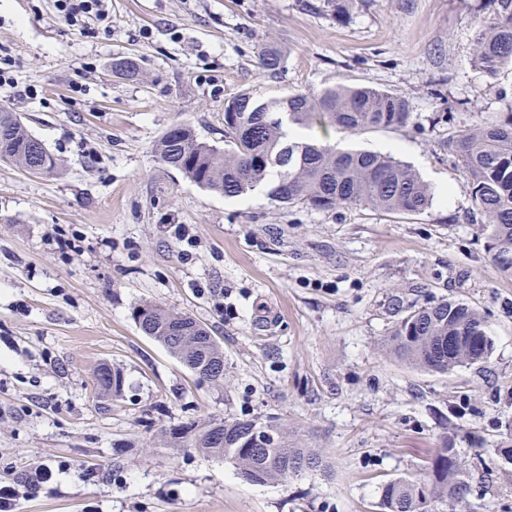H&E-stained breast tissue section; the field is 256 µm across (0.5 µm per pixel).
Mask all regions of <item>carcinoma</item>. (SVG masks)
Wrapping results in <instances>:
<instances>
[{
    "mask_svg": "<svg viewBox=\"0 0 512 512\" xmlns=\"http://www.w3.org/2000/svg\"><path fill=\"white\" fill-rule=\"evenodd\" d=\"M488 14L476 25L472 62L488 76L512 65V0H488ZM284 50L269 43L256 63L268 75L285 63ZM412 117L406 96L366 85H337L317 95L293 94L260 102L241 94L224 107V148L199 140L184 124L170 126L156 141L154 153L198 186L226 197H241L258 188L275 207L305 204L334 210L368 207L387 213L418 214L433 200L430 186L409 163L390 153L345 149L338 143L301 134L316 126L353 135L374 129L407 126ZM472 195L474 221L482 224L491 259L500 273L512 277V114L462 126L448 138ZM0 161L26 171L56 168V159L15 112L0 109ZM398 315L388 345L413 367L446 374L483 362L494 342L480 312L461 299L442 298L421 305L392 299ZM141 332L180 357L206 381L224 382V349L196 319L153 304L133 310ZM482 336V358L474 350L448 349L450 336ZM102 394L122 395L123 378L105 366L96 374ZM275 432L271 448H256L254 426ZM170 443L196 448L229 462L249 482H286L322 468L321 458L308 448H295L275 421L224 418L170 429ZM425 479L396 478L385 483L380 512H434L446 500L466 508L474 494L472 477L463 470L459 450L443 438Z\"/></svg>",
    "mask_w": 512,
    "mask_h": 512,
    "instance_id": "carcinoma-1",
    "label": "carcinoma"
}]
</instances>
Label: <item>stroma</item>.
<instances>
[{
    "label": "stroma",
    "mask_w": 512,
    "mask_h": 512,
    "mask_svg": "<svg viewBox=\"0 0 512 512\" xmlns=\"http://www.w3.org/2000/svg\"><path fill=\"white\" fill-rule=\"evenodd\" d=\"M486 0H110L111 27L83 31L53 0H0V58L18 113L58 162L33 175L0 161V481L52 473L14 512H377L382 484L420 477L442 438L486 491L470 512H512V465L494 453L512 424V277L492 264L470 186L438 116L512 112V66L472 63ZM268 43L283 69L256 67ZM137 61L135 76L115 59ZM339 84L404 94L400 129L347 136L397 145L433 192L420 214L272 207L227 198L169 168L154 144L171 125L223 145L224 107ZM183 226L193 246L175 239ZM74 239L59 252L55 234ZM468 301L494 349L431 374L389 353L392 296ZM149 302L191 314L224 349V382L199 379L143 336ZM121 373L100 397L101 365ZM273 417L324 471L252 484L223 460L161 441L218 417Z\"/></svg>",
    "instance_id": "35a3bbf8"
}]
</instances>
